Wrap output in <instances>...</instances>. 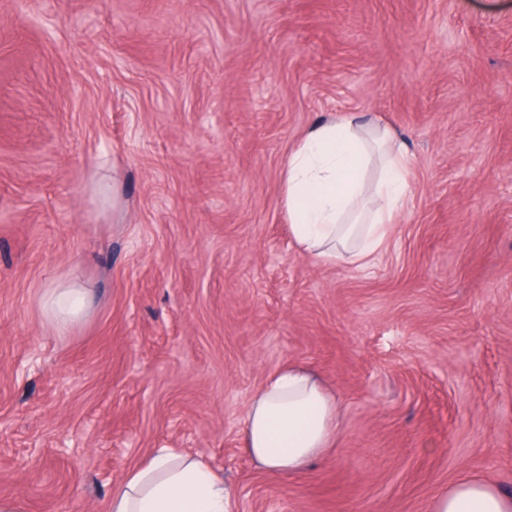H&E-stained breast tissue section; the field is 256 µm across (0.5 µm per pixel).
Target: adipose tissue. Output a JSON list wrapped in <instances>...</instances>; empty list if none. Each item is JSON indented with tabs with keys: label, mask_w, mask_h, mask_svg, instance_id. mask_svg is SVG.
Wrapping results in <instances>:
<instances>
[{
	"label": "adipose tissue",
	"mask_w": 512,
	"mask_h": 512,
	"mask_svg": "<svg viewBox=\"0 0 512 512\" xmlns=\"http://www.w3.org/2000/svg\"><path fill=\"white\" fill-rule=\"evenodd\" d=\"M375 175V204L363 185ZM409 160L386 126L364 127L342 113L313 124L289 152L281 178L288 228L300 250L324 263L365 265L384 244L409 188ZM44 312L56 326L81 320L86 288L48 289ZM340 404L311 369L291 364L253 395L243 426L244 450L261 470L305 471L336 444ZM233 488L205 461L172 448L153 449L113 489L109 512H232ZM431 512H512V494L465 474L436 495Z\"/></svg>",
	"instance_id": "ef3b65f1"
}]
</instances>
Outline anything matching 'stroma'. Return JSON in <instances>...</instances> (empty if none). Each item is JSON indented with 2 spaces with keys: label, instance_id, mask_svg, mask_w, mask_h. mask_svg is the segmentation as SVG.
Masks as SVG:
<instances>
[{
  "label": "stroma",
  "instance_id": "stroma-1",
  "mask_svg": "<svg viewBox=\"0 0 512 512\" xmlns=\"http://www.w3.org/2000/svg\"><path fill=\"white\" fill-rule=\"evenodd\" d=\"M338 112L410 154L362 268L304 256L280 196ZM60 281L91 296L64 331ZM290 363L343 429L286 478L242 420ZM156 448L234 512H428L464 472L512 494V0H0V499L108 512ZM45 315L58 327L81 320L90 308L89 292L76 284L51 287L44 298Z\"/></svg>",
  "mask_w": 512,
  "mask_h": 512
}]
</instances>
